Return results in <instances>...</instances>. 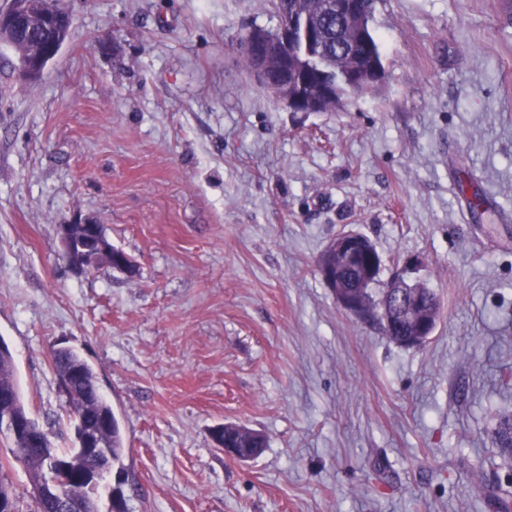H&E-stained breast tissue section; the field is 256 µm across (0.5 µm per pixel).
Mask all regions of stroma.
Segmentation results:
<instances>
[{
	"instance_id": "35a3bbf8",
	"label": "stroma",
	"mask_w": 512,
	"mask_h": 512,
	"mask_svg": "<svg viewBox=\"0 0 512 512\" xmlns=\"http://www.w3.org/2000/svg\"><path fill=\"white\" fill-rule=\"evenodd\" d=\"M39 80L0 44V339L68 448L50 354L94 368L126 512H502L512 455V0H377L376 91L296 112L242 62L270 0H64ZM136 266L89 272L60 227ZM367 236L379 283L442 305L416 348L337 304L317 260ZM226 424L264 434L240 462Z\"/></svg>"
}]
</instances>
